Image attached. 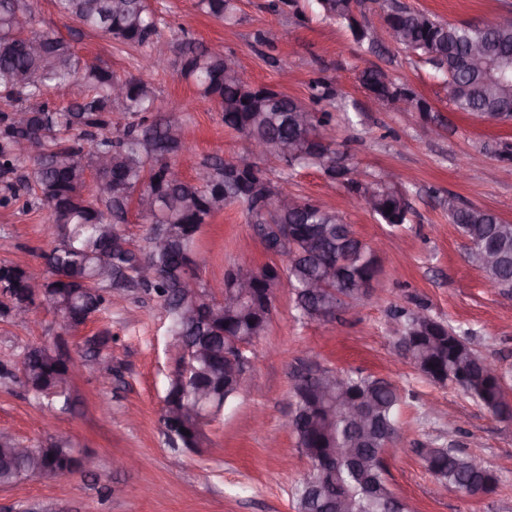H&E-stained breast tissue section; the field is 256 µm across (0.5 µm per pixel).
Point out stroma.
Listing matches in <instances>:
<instances>
[{
    "mask_svg": "<svg viewBox=\"0 0 512 512\" xmlns=\"http://www.w3.org/2000/svg\"><path fill=\"white\" fill-rule=\"evenodd\" d=\"M38 28L71 42L81 60L107 67L119 77L147 76L158 112L185 114L184 136L194 154L187 176L200 164L232 159L245 150V137L224 125L217 104L199 99L174 68L145 72L142 50L118 45L60 16L52 0H30ZM196 0H150L161 20L157 49L172 54L177 43L222 44L242 64L249 82L308 101L312 79L322 76L336 89L322 107L332 113L327 130L342 162L364 184L382 172L394 175L411 210L406 224H385L364 205H352L347 188L314 166L294 168L262 161L277 186L335 208L355 235L372 245L385 240L380 272L369 296L337 318L301 320L288 283L275 291L264 336L247 352L244 383L223 413L206 429L198 453L174 451L165 443L160 416L176 351L170 320L160 302L138 291L112 305L87 325L70 331L44 310L28 323L0 317V359L10 376H0V432L35 448L46 437L66 436L77 451L93 455L92 474L0 488V512H296L294 486L310 471L289 428L294 372L320 365L339 374L385 378L402 402L398 433L386 457L387 478L411 512H512V420L488 412L460 388L431 382L394 345L403 326L395 307L419 311L467 338L498 366L512 395V291L487 287L484 273L467 259V242L448 220V197L495 212L512 223V123L482 121L455 110L439 74L403 47L388 43L374 6L364 22L374 44L357 43L339 20L325 17L316 0H235L231 18L218 22L195 7ZM400 4L452 23L477 24L494 15L512 19V0H399ZM278 30L272 45L262 31ZM378 66L426 100L437 123L429 137L421 124L391 108L376 109L359 82L361 70ZM20 167L0 176V263L13 262L44 274L41 258L60 233L38 205L11 201V186L27 176ZM199 277L223 282L241 260L286 267L283 256L267 253L246 213L224 209L202 225L197 241ZM107 342L88 370L76 373L71 410H46L17 377L27 347L65 344L74 360L87 339ZM424 448H457L483 459L499 477L491 495L468 497L455 489L434 494L435 476L420 455ZM138 458L119 469V457Z\"/></svg>",
    "mask_w": 512,
    "mask_h": 512,
    "instance_id": "35a3bbf8",
    "label": "stroma"
}]
</instances>
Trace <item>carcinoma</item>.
I'll return each instance as SVG.
<instances>
[{
    "label": "carcinoma",
    "instance_id": "1",
    "mask_svg": "<svg viewBox=\"0 0 512 512\" xmlns=\"http://www.w3.org/2000/svg\"><path fill=\"white\" fill-rule=\"evenodd\" d=\"M323 14L347 23L356 40L366 38L353 17V10H362L363 0H317ZM57 12L73 18L82 27L102 32L122 44L145 48L154 44L159 27L148 0H54ZM197 7L217 19L227 18L234 10V0H197ZM22 14L28 28L18 29L14 18ZM393 29L403 32L402 46L416 54L443 75L448 97L455 109L473 117L496 119L504 112L512 113V65L498 80H490L474 68L469 59L470 47L484 45L491 55H512V21H500L483 30L473 24H450L421 11L396 8L386 18ZM42 42L45 55L54 60L46 69L42 57L25 49L28 38ZM178 72L191 81L201 97L216 103L224 112V126L254 139L293 140L300 154L286 165L313 164L324 175L346 186L352 194L370 190L376 199L373 213L392 226L408 220L409 206L396 189L375 181L362 186L345 177L338 169L336 151L326 141L324 131L331 124L328 111H310V123L299 128L287 119L299 101L283 93L270 106L248 81H224V56L210 48L193 43L178 46ZM82 78L84 89L66 106L50 105L48 90L76 83ZM361 84L383 97L408 95L412 108L432 112L429 103L415 99L402 84L389 78L379 67L361 71ZM122 83L126 93L112 95V88ZM311 100L318 104L335 96L331 82L317 77L310 82ZM0 99L15 104L10 111H0V174H8L27 161L33 171L23 185L24 194L32 196L50 211L52 223L64 229L68 243L54 245L42 258L48 276L44 286L52 289L55 299L68 309L80 323L99 315L112 306L111 290L128 288L140 278L136 267L143 257L156 276L140 284L143 291L155 295L172 318L173 331L182 343L202 346L215 354L236 340L249 343L266 333L271 311L260 310L249 302L229 312L211 301L200 305L192 320L183 318L191 303L176 280L184 256L195 251L196 231L216 213L230 206L241 207L252 224L268 220L288 224L297 236L285 256L289 259L286 278L293 290L294 308L302 319L313 320L324 310L347 305L355 297V282L377 278L380 265L371 257L369 247L362 243L333 209L308 204L296 211H280L267 217L259 211L270 196L281 191L267 183V190L250 195L246 188L224 178V169L231 165L214 157L202 164L193 178L171 182L163 180V172L178 163L190 146L184 136L173 135L166 115L149 120L156 92L152 83L140 78L120 79L112 70L98 64L81 62L74 46L63 36L38 31L28 0H0ZM28 114L21 125L15 115ZM123 114L126 123L113 125L112 113ZM26 137L35 145V154L22 155L15 149L18 139ZM91 142L84 150L82 141ZM106 156L105 167L97 164ZM92 187H87L88 176ZM107 183L110 195L104 197L99 186ZM146 191L157 198L152 210H137L150 224L146 245L140 251L123 249L126 241L121 226L128 221L135 194ZM448 219L468 242V259L487 245L497 247L501 260L494 266L480 267L490 287L498 288L512 282V223L494 213L461 205L452 198ZM165 235L170 246L154 249L156 238ZM106 256L112 277L98 279L101 257ZM333 267L338 278L329 284L320 297L305 291L306 283ZM35 277L26 266L0 264V295L6 303L0 317L6 316L8 305L20 300ZM405 319L403 336L410 337L408 358L430 380L462 388L485 409L502 420H512V404L505 396L503 384L495 370L484 364L485 358L470 345L448 335V326L430 319L433 338L440 341L430 351L428 336L418 335L414 327L415 313L396 310ZM177 368L188 376V382L170 379L164 401L182 408L201 409L220 406L238 392L237 385L224 378V360L208 362L193 355L180 357ZM28 392L48 399V404L68 406V379L62 377L51 354L43 346L30 348L24 355L23 371ZM346 386L354 389L368 403L363 425H356L342 412H333L330 420L309 421L312 404L302 392H292L294 419L290 428L302 454L318 461V466L294 489L297 512H337L335 499L326 488L339 490L347 502V512H407L406 505L389 487L384 448L396 433V413L400 404L398 390L384 378L363 375L343 377ZM163 434L173 449L186 446L202 448L205 431L191 419L182 426H172L166 417L160 419ZM14 440L0 441V486H10L25 479L26 461L11 451ZM347 448L346 454L320 459L325 448ZM47 474L64 471L63 463L74 452L71 442L51 437L37 448ZM421 456L425 466L446 487L468 497L480 489L496 488L498 477L484 462L457 451L424 448Z\"/></svg>",
    "mask_w": 512,
    "mask_h": 512
}]
</instances>
